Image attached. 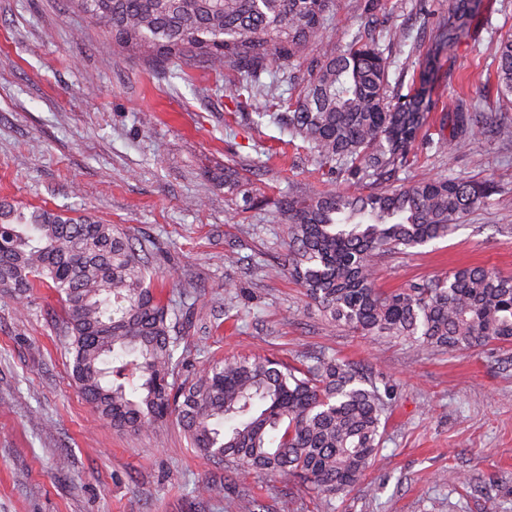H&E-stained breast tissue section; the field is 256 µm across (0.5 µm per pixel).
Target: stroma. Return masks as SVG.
<instances>
[{
	"mask_svg": "<svg viewBox=\"0 0 512 512\" xmlns=\"http://www.w3.org/2000/svg\"><path fill=\"white\" fill-rule=\"evenodd\" d=\"M338 0L337 38L398 28L393 46L406 92L448 0ZM512 35V0H481L460 41L441 56L434 106L410 164L388 187L455 176L494 192L448 237L378 262L393 290L464 266L512 276V140L483 131L436 153L444 105L464 98L512 123L495 57ZM309 61L242 76L188 61L162 72L147 53L113 44L67 0H0V200L72 216L89 213L147 247L170 309L191 310L176 380L226 357L293 362L324 352L370 373L395 399L378 462L323 508L291 476L235 475L191 448L176 417L149 431L119 429L71 378L61 305L50 288L0 291V512H230L257 498L265 512H512V346L421 351L330 323L284 270L285 198L348 188L291 143L279 117L309 78ZM243 79L270 109L233 95ZM220 484L223 497L205 493Z\"/></svg>",
	"mask_w": 512,
	"mask_h": 512,
	"instance_id": "1",
	"label": "stroma"
}]
</instances>
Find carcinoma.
I'll list each match as a JSON object with an SVG mask.
<instances>
[{
  "instance_id": "carcinoma-1",
  "label": "carcinoma",
  "mask_w": 512,
  "mask_h": 512,
  "mask_svg": "<svg viewBox=\"0 0 512 512\" xmlns=\"http://www.w3.org/2000/svg\"><path fill=\"white\" fill-rule=\"evenodd\" d=\"M125 47L160 66L197 59L213 70L264 71L313 57L311 78L286 115L299 141L331 172L371 184L408 165L431 111L439 56L465 33L480 0H448L447 16L405 94L389 96L387 57L370 39L338 46L328 28L335 0H69ZM498 81L512 96V39L501 44ZM257 110L259 88L240 83ZM448 137L512 125L463 100L448 105ZM486 186L430 178L368 194L337 191L281 205L286 271L332 323L424 349L466 351L512 343V277L461 268L407 288L375 284V258L444 239L483 202ZM156 268L129 235L91 216L0 201V289L17 297L48 284L62 302L73 379L112 424L134 431L176 412L191 445L233 471L298 475L329 497L356 486L380 451L392 406L372 378L326 355L284 363L262 357L214 361L176 387L177 319L157 298Z\"/></svg>"
}]
</instances>
